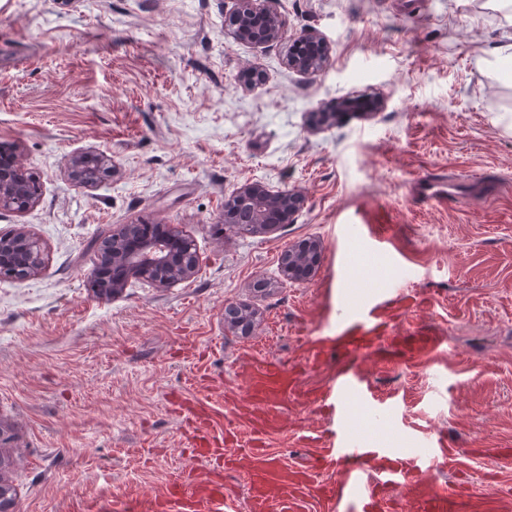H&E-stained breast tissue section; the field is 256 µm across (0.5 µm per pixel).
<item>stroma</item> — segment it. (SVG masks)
<instances>
[{"mask_svg":"<svg viewBox=\"0 0 512 512\" xmlns=\"http://www.w3.org/2000/svg\"><path fill=\"white\" fill-rule=\"evenodd\" d=\"M238 0H0V145L41 184L25 212L0 208V235L26 225L38 276L0 278V433L21 448L16 512H83L102 494L148 500L208 469L174 405L212 406L238 431L232 396L248 362L296 367L304 337L329 336L362 301L388 299L396 332L442 338L434 357L359 361L373 403L344 399L362 437L404 458L446 436L481 493L512 486V77L499 61L512 25L486 0H260L283 38L234 39ZM331 47L316 74L285 64L293 38ZM387 96L319 132L311 112ZM111 156L90 188L72 156ZM445 177L447 205L416 200ZM261 181L298 192L293 222L237 231L228 196ZM175 224L197 273L167 288L130 281L95 298L87 276L121 224ZM385 228V241L358 225ZM322 244L312 278L291 282L284 252ZM257 313L231 329L224 305ZM336 420L296 405L271 440L300 465L308 435Z\"/></svg>","mask_w":512,"mask_h":512,"instance_id":"obj_1","label":"stroma"}]
</instances>
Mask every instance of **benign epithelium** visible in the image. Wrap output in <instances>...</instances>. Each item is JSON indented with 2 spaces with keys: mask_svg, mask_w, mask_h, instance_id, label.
<instances>
[{
  "mask_svg": "<svg viewBox=\"0 0 512 512\" xmlns=\"http://www.w3.org/2000/svg\"><path fill=\"white\" fill-rule=\"evenodd\" d=\"M233 34L239 41L266 45L283 37V30L277 17L260 7L248 15H233ZM330 48L315 31L302 32L296 39V46L288 57V66L305 74L319 72L329 57ZM384 98L367 100L346 98L337 101L323 112V121L331 122L346 112H375L385 107ZM97 173H112V159L103 152L82 153L73 156L69 163L70 180L81 187H90L97 182L91 176L92 169ZM27 176L18 164L0 166V207L13 208L26 196ZM228 201L239 206H248L255 211L262 228L271 229L265 223L270 212L274 211L282 222L287 223L296 213L301 196L290 190L273 189L261 183H247L237 188ZM106 243L112 252V264L124 268V274L112 278V282L101 280V273L92 268L89 286L94 295L110 299L123 292L132 279L145 280L157 288L186 280L193 276L200 264L199 255L193 241L177 227L170 228L166 243L153 244L136 236V225L123 224L113 231ZM313 252L320 259V244L305 243L300 250L288 255V278H295V270L301 261L299 252ZM44 263V253L38 239L27 229L20 228L15 233L0 237V269L8 264L17 266L15 278L24 281L39 273Z\"/></svg>",
  "mask_w": 512,
  "mask_h": 512,
  "instance_id": "1",
  "label": "benign epithelium"
}]
</instances>
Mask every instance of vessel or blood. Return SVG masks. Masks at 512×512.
I'll list each match as a JSON object with an SVG mask.
<instances>
[{"label": "vessel or blood", "instance_id": "b4317fda", "mask_svg": "<svg viewBox=\"0 0 512 512\" xmlns=\"http://www.w3.org/2000/svg\"><path fill=\"white\" fill-rule=\"evenodd\" d=\"M383 308L378 301L366 303L337 324L335 335L306 342L298 371H286L274 361L249 364L247 389L239 400L244 407L241 425L249 437L246 449H238L237 434L214 435L209 407L190 402L194 451L216 460V467L191 477L189 483L169 485L150 501H128L124 512H224V502L230 496L224 486L223 471L227 468L245 476L250 512H301L311 496L316 497L322 512H338L347 498L358 512H388V491L394 486L404 490L408 512H512V492L507 490L495 497H477L462 479L446 486L423 483V474L437 470L440 458L454 456L440 439L434 441L432 450L408 461L392 457L383 445L353 440L342 430L311 438L312 454L302 468L287 467L269 452L267 440L282 430L283 412L289 402L328 408L337 417H344L342 403H327L322 392L305 388L301 381L302 371L321 367L325 352L339 356L346 368L338 376V389L359 392L363 379L354 368L358 358L369 355L381 362H413L437 351L439 339L432 332L391 333ZM339 459L345 461L346 472L322 480V470Z\"/></svg>", "mask_w": 512, "mask_h": 512}]
</instances>
